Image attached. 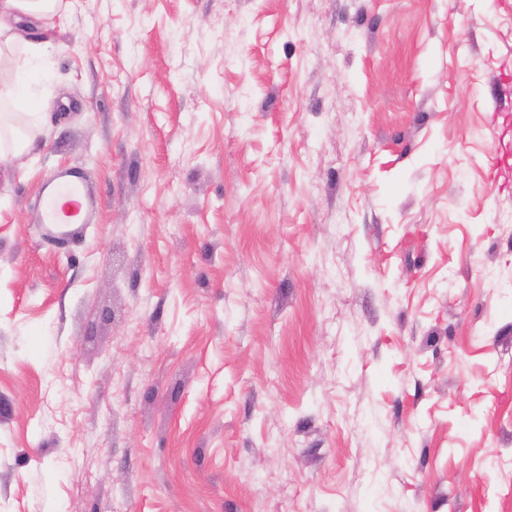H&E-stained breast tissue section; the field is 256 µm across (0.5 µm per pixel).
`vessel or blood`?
<instances>
[{
  "mask_svg": "<svg viewBox=\"0 0 512 512\" xmlns=\"http://www.w3.org/2000/svg\"><path fill=\"white\" fill-rule=\"evenodd\" d=\"M94 205L85 179L73 169H63L42 188L40 228L57 237L76 235Z\"/></svg>",
  "mask_w": 512,
  "mask_h": 512,
  "instance_id": "obj_1",
  "label": "vessel or blood"
}]
</instances>
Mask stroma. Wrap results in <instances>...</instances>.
I'll return each mask as SVG.
<instances>
[{"label": "stroma", "instance_id": "35a3bbf8", "mask_svg": "<svg viewBox=\"0 0 512 512\" xmlns=\"http://www.w3.org/2000/svg\"><path fill=\"white\" fill-rule=\"evenodd\" d=\"M0 164V512H512V0H70ZM98 205L37 231L62 168Z\"/></svg>", "mask_w": 512, "mask_h": 512}]
</instances>
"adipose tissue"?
Listing matches in <instances>:
<instances>
[{
  "instance_id": "1",
  "label": "adipose tissue",
  "mask_w": 512,
  "mask_h": 512,
  "mask_svg": "<svg viewBox=\"0 0 512 512\" xmlns=\"http://www.w3.org/2000/svg\"><path fill=\"white\" fill-rule=\"evenodd\" d=\"M62 10L63 0H0V48L17 49L15 69H23L28 57L41 49L40 42L24 40L16 30L17 23L27 17L48 31L59 24Z\"/></svg>"
}]
</instances>
